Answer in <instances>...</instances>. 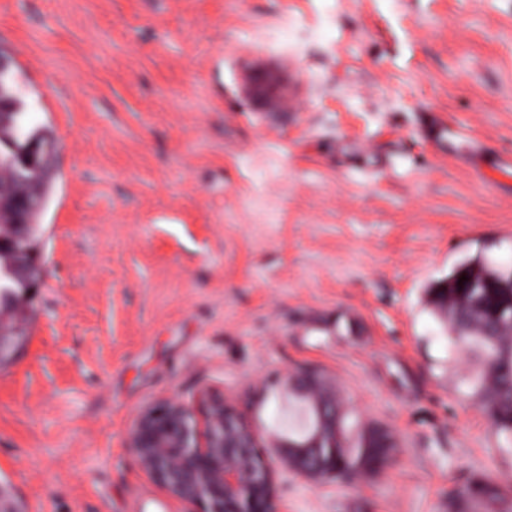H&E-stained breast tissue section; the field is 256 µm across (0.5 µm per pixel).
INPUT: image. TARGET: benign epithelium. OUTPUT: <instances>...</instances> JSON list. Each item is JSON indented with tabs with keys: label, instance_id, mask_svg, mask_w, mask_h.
Wrapping results in <instances>:
<instances>
[{
	"label": "benign epithelium",
	"instance_id": "obj_1",
	"mask_svg": "<svg viewBox=\"0 0 512 512\" xmlns=\"http://www.w3.org/2000/svg\"><path fill=\"white\" fill-rule=\"evenodd\" d=\"M272 78L254 77L247 84L251 96L277 103ZM20 246L14 252L13 276L27 289L18 308L0 312V367L11 362L28 336L27 317L19 309L28 305L41 285V241L26 224L12 226ZM281 449L282 462L292 468L288 450L293 445L271 435L264 440L243 421L237 408L222 397L200 394L192 406L169 396L145 407L131 432L130 447L144 473L167 494L188 500L198 512H273L274 469L260 449ZM229 448H248L265 475V492L253 490L249 470L234 461Z\"/></svg>",
	"mask_w": 512,
	"mask_h": 512
}]
</instances>
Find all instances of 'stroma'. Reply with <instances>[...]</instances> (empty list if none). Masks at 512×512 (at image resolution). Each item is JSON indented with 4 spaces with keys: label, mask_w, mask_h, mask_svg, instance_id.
I'll return each mask as SVG.
<instances>
[{
    "label": "stroma",
    "mask_w": 512,
    "mask_h": 512,
    "mask_svg": "<svg viewBox=\"0 0 512 512\" xmlns=\"http://www.w3.org/2000/svg\"><path fill=\"white\" fill-rule=\"evenodd\" d=\"M57 144L30 337L0 368L22 512H193L142 471L149 404L208 391L261 435L319 369L400 453L355 484L276 470L277 512H442L512 485L427 290L512 265V0H0ZM277 68L289 107L247 95ZM443 507L446 512H512V489L471 472L448 493Z\"/></svg>",
    "instance_id": "stroma-1"
}]
</instances>
